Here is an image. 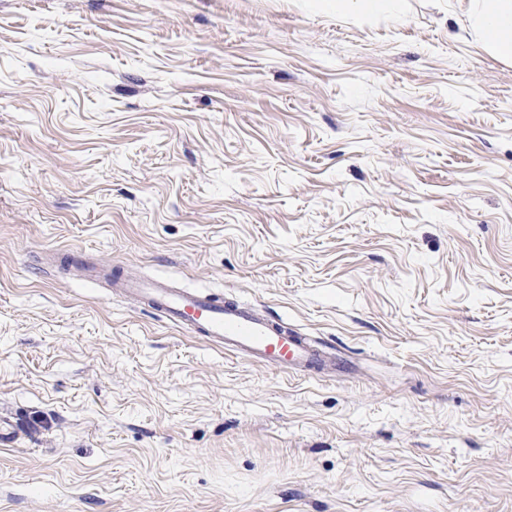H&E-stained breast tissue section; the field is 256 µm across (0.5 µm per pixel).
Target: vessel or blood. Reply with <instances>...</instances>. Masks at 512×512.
Returning a JSON list of instances; mask_svg holds the SVG:
<instances>
[{"label":"vessel or blood","mask_w":512,"mask_h":512,"mask_svg":"<svg viewBox=\"0 0 512 512\" xmlns=\"http://www.w3.org/2000/svg\"><path fill=\"white\" fill-rule=\"evenodd\" d=\"M86 273L90 280L106 281L114 292L133 299L169 325L246 361L292 376L317 375L336 366L308 336L284 331L282 324L251 304L225 301L167 279L116 276L110 268L95 264Z\"/></svg>","instance_id":"vessel-or-blood-1"}]
</instances>
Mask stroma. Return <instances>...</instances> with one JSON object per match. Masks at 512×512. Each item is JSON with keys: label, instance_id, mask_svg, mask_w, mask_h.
Masks as SVG:
<instances>
[{"label": "stroma", "instance_id": "1", "mask_svg": "<svg viewBox=\"0 0 512 512\" xmlns=\"http://www.w3.org/2000/svg\"><path fill=\"white\" fill-rule=\"evenodd\" d=\"M330 2L0 0V512H512V63L467 0ZM88 259L339 367L227 354ZM401 3V0H336V13H346L354 5H357L364 14H375L383 10L396 13ZM85 271L88 279L106 281L114 292L133 299L169 325L251 363L292 376L336 369V361L329 359L308 336L296 331L286 333L282 324L249 303L224 301L167 279L112 275V268L95 264Z\"/></svg>", "mask_w": 512, "mask_h": 512}]
</instances>
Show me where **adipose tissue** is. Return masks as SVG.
Returning <instances> with one entry per match:
<instances>
[{
    "instance_id": "ef3b65f1",
    "label": "adipose tissue",
    "mask_w": 512,
    "mask_h": 512,
    "mask_svg": "<svg viewBox=\"0 0 512 512\" xmlns=\"http://www.w3.org/2000/svg\"><path fill=\"white\" fill-rule=\"evenodd\" d=\"M466 17L487 52L512 62V0H469Z\"/></svg>"
}]
</instances>
